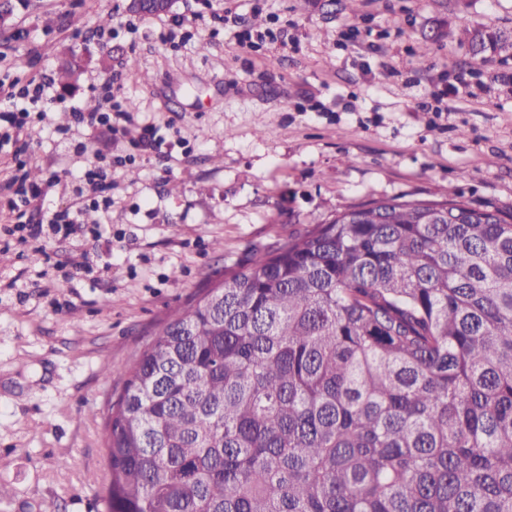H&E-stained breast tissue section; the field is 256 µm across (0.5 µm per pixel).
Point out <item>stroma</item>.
Here are the masks:
<instances>
[{"instance_id":"stroma-1","label":"stroma","mask_w":512,"mask_h":512,"mask_svg":"<svg viewBox=\"0 0 512 512\" xmlns=\"http://www.w3.org/2000/svg\"><path fill=\"white\" fill-rule=\"evenodd\" d=\"M7 2L0 89L70 50L89 57L25 137L47 182L34 223L78 209L74 179L95 152L127 163L100 218L122 239L22 252L4 232L14 163L0 151V483L13 489L0 512H103L104 414L123 369L252 249L336 209L446 188L512 214V57L476 63L465 39L512 30V0H175L160 15L128 0ZM223 12L212 34L203 19ZM352 25L359 36L341 41ZM106 84L157 126L153 147L137 148L136 126L55 137ZM83 248L97 259L77 274Z\"/></svg>"}]
</instances>
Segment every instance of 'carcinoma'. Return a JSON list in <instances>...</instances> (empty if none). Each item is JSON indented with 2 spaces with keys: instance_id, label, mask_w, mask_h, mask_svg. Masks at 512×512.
Wrapping results in <instances>:
<instances>
[{
  "instance_id": "cac0c4a2",
  "label": "carcinoma",
  "mask_w": 512,
  "mask_h": 512,
  "mask_svg": "<svg viewBox=\"0 0 512 512\" xmlns=\"http://www.w3.org/2000/svg\"><path fill=\"white\" fill-rule=\"evenodd\" d=\"M103 439L104 512H512V215L447 189L252 250L135 355Z\"/></svg>"
}]
</instances>
